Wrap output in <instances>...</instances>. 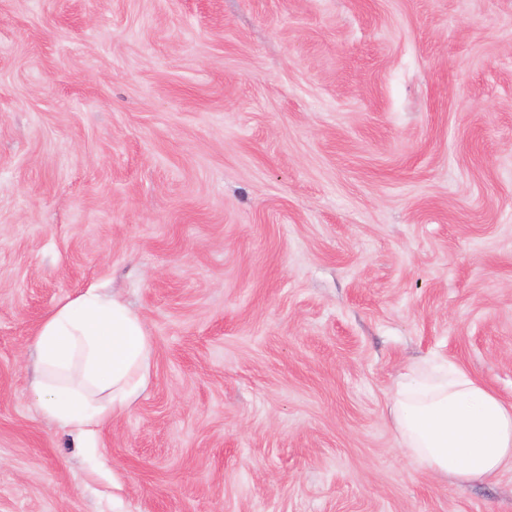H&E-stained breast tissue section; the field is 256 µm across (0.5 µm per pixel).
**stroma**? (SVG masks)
<instances>
[{
    "instance_id": "1",
    "label": "stroma",
    "mask_w": 512,
    "mask_h": 512,
    "mask_svg": "<svg viewBox=\"0 0 512 512\" xmlns=\"http://www.w3.org/2000/svg\"><path fill=\"white\" fill-rule=\"evenodd\" d=\"M91 283L154 368L77 448ZM423 359L512 402V0H0V512H512L400 454ZM34 336L32 395L77 448H90L99 429L148 386L153 339L121 296L96 285L57 304Z\"/></svg>"
}]
</instances>
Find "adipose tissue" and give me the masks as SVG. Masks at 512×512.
<instances>
[{"label": "adipose tissue", "mask_w": 512, "mask_h": 512, "mask_svg": "<svg viewBox=\"0 0 512 512\" xmlns=\"http://www.w3.org/2000/svg\"><path fill=\"white\" fill-rule=\"evenodd\" d=\"M34 347L32 395L80 448L128 411L152 376L154 342L141 316L95 285L45 316ZM390 414L400 451L417 469L469 484L512 465V403L456 363L408 367Z\"/></svg>", "instance_id": "obj_1"}]
</instances>
